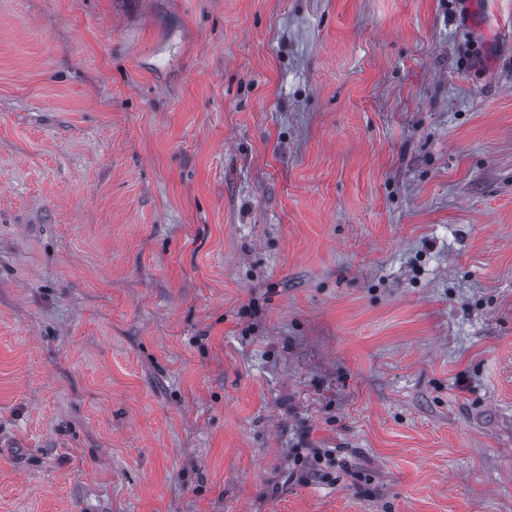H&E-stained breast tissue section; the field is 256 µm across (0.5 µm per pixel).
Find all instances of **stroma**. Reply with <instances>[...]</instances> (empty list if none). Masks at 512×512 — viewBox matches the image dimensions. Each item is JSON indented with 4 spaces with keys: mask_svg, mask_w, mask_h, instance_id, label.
I'll return each instance as SVG.
<instances>
[{
    "mask_svg": "<svg viewBox=\"0 0 512 512\" xmlns=\"http://www.w3.org/2000/svg\"><path fill=\"white\" fill-rule=\"evenodd\" d=\"M0 512H512V0H0Z\"/></svg>",
    "mask_w": 512,
    "mask_h": 512,
    "instance_id": "1",
    "label": "stroma"
}]
</instances>
